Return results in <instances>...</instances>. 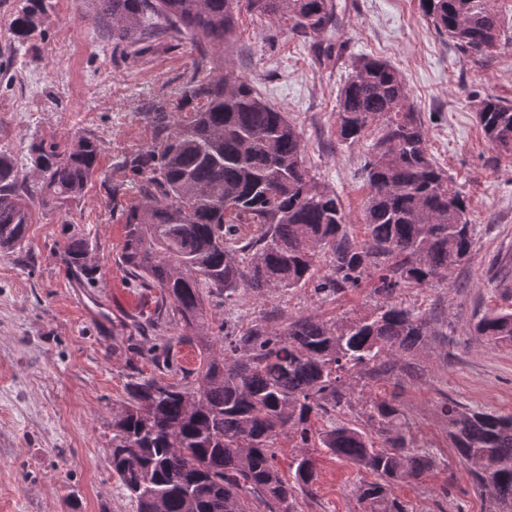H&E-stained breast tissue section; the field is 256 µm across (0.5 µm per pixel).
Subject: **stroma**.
<instances>
[{
  "mask_svg": "<svg viewBox=\"0 0 512 512\" xmlns=\"http://www.w3.org/2000/svg\"><path fill=\"white\" fill-rule=\"evenodd\" d=\"M22 0H0V150L25 166L30 141L61 144L86 133L97 140L98 172L77 203L33 206L25 249L0 254V512H136L108 460L112 410L126 398L133 372L157 369L150 347L161 333L137 324L154 308L152 291L133 287L114 257L122 247L130 191L122 155L155 142L148 117L189 112L186 78L200 58L189 40H172L142 56L104 39L86 0H44L40 29L18 44L12 20ZM345 56L318 63L282 20L242 8L229 55L208 54L223 71L248 80L302 131L311 176L339 196L347 221L362 234L368 187L361 175L366 146L336 141V98L349 57L389 61L403 75L420 112L428 146L452 188L470 204V261L447 279L404 289L406 304L432 316L434 339L411 356L416 375L398 373L399 401L418 441L433 446L436 467L400 483L408 512H482L470 476L452 448L440 413L444 397L469 407L512 413V347L493 346L472 329L489 308L512 298V160L498 159L476 119V92L512 102V44L483 59L462 54L439 35L419 0H335ZM89 236L99 280L82 281L63 260L64 225ZM380 299L370 286L322 297L312 288L240 289L214 307L215 322L301 316L353 319ZM314 498L296 512H361L355 487L365 472L323 449L312 451Z\"/></svg>",
  "mask_w": 512,
  "mask_h": 512,
  "instance_id": "1",
  "label": "stroma"
}]
</instances>
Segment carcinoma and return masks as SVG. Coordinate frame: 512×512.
Segmentation results:
<instances>
[{"label": "carcinoma", "mask_w": 512, "mask_h": 512, "mask_svg": "<svg viewBox=\"0 0 512 512\" xmlns=\"http://www.w3.org/2000/svg\"><path fill=\"white\" fill-rule=\"evenodd\" d=\"M42 2L26 0L13 19L17 43L40 27ZM240 2L89 0L94 22L134 54L166 37L201 48L185 90L197 105L172 121L154 113L157 143L119 161L135 200L122 213L125 239L115 262L135 287L158 291L150 324H172L179 334L152 356L159 374L130 382L113 411L110 467L137 512H292L296 493H313L317 481L310 449L323 448L377 477L355 487L362 512H408L395 485L430 473L436 459L415 439L397 396L362 397L357 425L338 416L358 388L395 374L401 358L430 343L427 315L399 296L444 280L469 260L468 203L430 153L401 72L385 60L356 57L336 101L339 141L370 139L362 165L365 237H354L339 197L309 175L298 126L249 81L207 65L203 46L231 48ZM247 2L262 16L286 19L317 60L342 56V44L315 41L338 29L334 0ZM420 5L436 32L471 58L509 41L492 0ZM479 104L487 141L512 158V104L491 94ZM27 155L31 175L0 152L1 252L22 248L31 204L61 207L83 197L100 147L89 134L64 147L34 139ZM241 224L256 225V233L240 238ZM63 233L69 268L86 279L97 273L85 234L73 227ZM365 283L383 303L361 318L224 322L213 331L210 305L241 288L310 286L329 297ZM474 332L511 346L512 305L484 313ZM185 344L200 355L191 372L175 364ZM167 373L181 377L171 381ZM440 412L486 512H512V415L447 397ZM318 417L326 427H312ZM282 434L298 448L288 478L275 462Z\"/></svg>", "instance_id": "cac0c4a2"}]
</instances>
